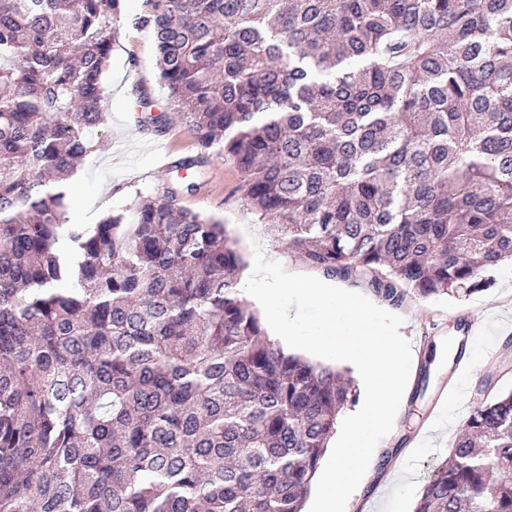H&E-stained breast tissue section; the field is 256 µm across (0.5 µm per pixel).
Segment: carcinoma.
Here are the masks:
<instances>
[{
  "label": "carcinoma",
  "instance_id": "cac0c4a2",
  "mask_svg": "<svg viewBox=\"0 0 512 512\" xmlns=\"http://www.w3.org/2000/svg\"><path fill=\"white\" fill-rule=\"evenodd\" d=\"M200 155L271 235L393 305L512 258V0H149ZM120 0H0V512H302L351 378L266 338L221 221L69 224ZM413 512H512V391Z\"/></svg>",
  "mask_w": 512,
  "mask_h": 512
}]
</instances>
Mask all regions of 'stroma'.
<instances>
[{"label": "stroma", "mask_w": 512, "mask_h": 512, "mask_svg": "<svg viewBox=\"0 0 512 512\" xmlns=\"http://www.w3.org/2000/svg\"><path fill=\"white\" fill-rule=\"evenodd\" d=\"M150 11L147 0H121L112 19L115 38L101 102L104 122L86 132L93 149L72 177L75 187L66 200L69 223H97L140 194L165 196L176 178L169 163L199 153L160 79L153 32L142 23ZM146 100L151 103L147 109L142 106ZM149 113L163 115L162 129L145 124ZM195 183L193 191L178 193L177 206L222 221L245 268H252L258 244L267 259L287 271L311 274V267L289 253L286 242L267 235L243 198L240 173L231 160L209 155ZM486 275L490 287L467 297L411 295L395 306L379 300V307L403 317L400 332L410 341L417 364L395 426L377 446L389 460L356 489L351 512H412L426 477L446 458L469 407L512 390V264L499 263ZM470 318L478 322L479 335L471 334ZM465 353L472 369L464 381L462 405L450 418L441 408L459 380L457 363Z\"/></svg>", "instance_id": "stroma-1"}]
</instances>
